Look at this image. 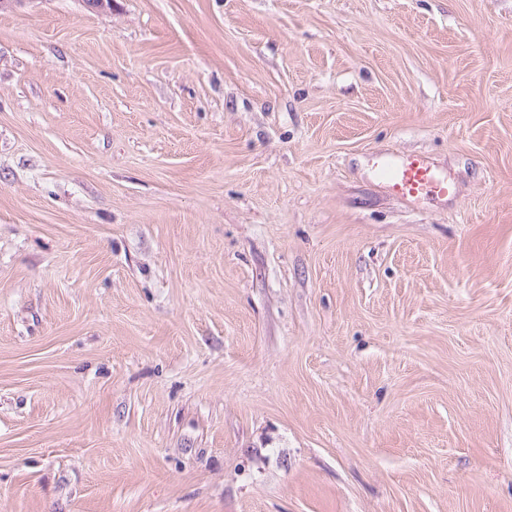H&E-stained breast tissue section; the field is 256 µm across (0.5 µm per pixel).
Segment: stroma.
I'll return each instance as SVG.
<instances>
[{"label": "stroma", "instance_id": "stroma-1", "mask_svg": "<svg viewBox=\"0 0 512 512\" xmlns=\"http://www.w3.org/2000/svg\"><path fill=\"white\" fill-rule=\"evenodd\" d=\"M0 512H512V0L0 10ZM388 189L403 197L418 200L424 197H448V182L438 180L429 161L421 155L409 156L398 166L383 170Z\"/></svg>", "mask_w": 512, "mask_h": 512}]
</instances>
